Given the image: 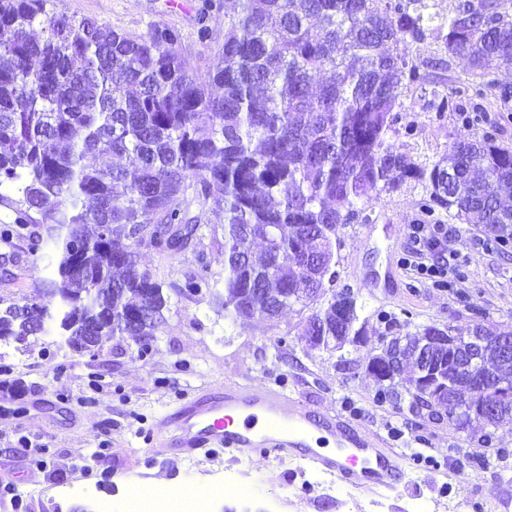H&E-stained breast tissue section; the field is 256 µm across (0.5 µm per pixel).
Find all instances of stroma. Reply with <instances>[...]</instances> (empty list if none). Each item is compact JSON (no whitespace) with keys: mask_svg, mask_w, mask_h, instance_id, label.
<instances>
[{"mask_svg":"<svg viewBox=\"0 0 512 512\" xmlns=\"http://www.w3.org/2000/svg\"><path fill=\"white\" fill-rule=\"evenodd\" d=\"M235 0H52L51 9L92 18L112 30L139 35L152 26L181 35L179 51L203 71L224 47V17ZM207 24L209 37L197 31ZM410 57L431 65L456 102L473 79L465 59L446 54L440 41L408 44ZM403 101L412 135L392 144L432 163L462 126L456 113L438 114L418 90ZM423 190L407 183L371 208V223L340 227L339 286L353 290L367 319L361 346L338 358L301 339L309 309L292 307L272 319L230 322L210 294H178L187 276L224 277V237L204 233L197 250L176 257L139 247L149 270L170 297V309L145 355L128 336L107 338L97 356L57 350L56 334L29 337L22 349L0 343V486L20 493L19 506L0 498V512H128L133 487L173 491L217 482L239 486L216 495L211 512H512V422L495 430L500 459L480 462L484 427H448V412L418 409L410 396L376 399L379 384L367 371L368 355L383 328L377 313L409 317L408 332L447 325L466 335L474 325H512V247L486 244L481 230L448 213L437 216L453 235L434 261L458 267L451 288L435 287L409 265L412 228L421 219ZM48 256L0 268L4 301L39 295ZM227 383L266 385L302 396L316 410L359 424L381 438L406 467L393 492H355L313 465L281 456L237 457L227 450L174 454L150 445L166 413L183 397ZM41 460L30 470L27 459Z\"/></svg>","mask_w":512,"mask_h":512,"instance_id":"obj_1","label":"stroma"}]
</instances>
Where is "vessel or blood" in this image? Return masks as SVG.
I'll list each match as a JSON object with an SVG mask.
<instances>
[{
	"mask_svg": "<svg viewBox=\"0 0 512 512\" xmlns=\"http://www.w3.org/2000/svg\"><path fill=\"white\" fill-rule=\"evenodd\" d=\"M164 427L168 447L285 456L314 464L358 492H392L405 477L400 457L382 440L269 386L227 384L184 398Z\"/></svg>",
	"mask_w": 512,
	"mask_h": 512,
	"instance_id": "obj_1",
	"label": "vessel or blood"
}]
</instances>
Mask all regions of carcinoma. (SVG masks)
I'll return each instance as SVG.
<instances>
[{
  "label": "carcinoma",
  "mask_w": 512,
  "mask_h": 512,
  "mask_svg": "<svg viewBox=\"0 0 512 512\" xmlns=\"http://www.w3.org/2000/svg\"><path fill=\"white\" fill-rule=\"evenodd\" d=\"M49 2L0 0V209L13 216L0 241L23 240L31 256L60 246L42 301L0 309V340L21 344L57 321L61 350H100L105 336L147 349L168 301L136 248L174 257L190 247L201 232V216L185 206L190 190L224 201V281L189 276L178 293L215 295L232 322L307 308L328 288L303 332L364 335L358 309L338 299L350 289L334 286L338 229L370 221L372 202L407 182L425 191V215L452 211L512 242V148L498 142L497 122L454 104L401 50L441 41L467 60L474 96L488 91L508 112L512 91L490 75L512 67V0H485V22L458 6L443 21L428 0H240L204 74L181 57L176 29L129 36L51 14ZM412 87L430 95V109L487 128L431 164L395 150L389 134L413 132L402 101ZM124 155L131 165L107 163ZM381 319L385 335L405 341L406 391L423 407H448L450 428L483 422L482 447H493L512 400L487 411L470 384L451 380L446 392L420 394L417 343L451 328L402 335L397 317ZM483 363L512 390V361L491 350Z\"/></svg>",
  "instance_id": "1"
}]
</instances>
